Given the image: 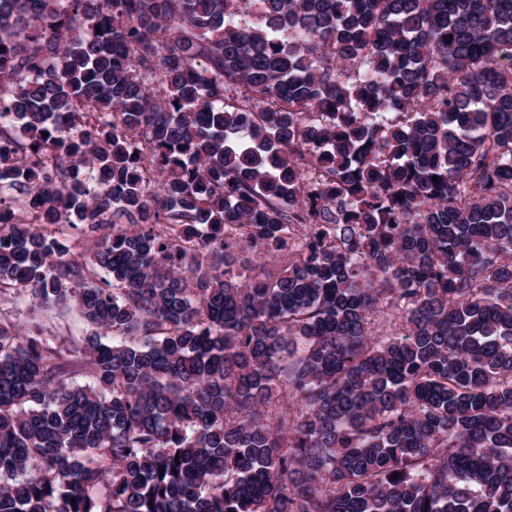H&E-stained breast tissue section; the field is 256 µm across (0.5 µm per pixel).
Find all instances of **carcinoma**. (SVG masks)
<instances>
[{
    "label": "carcinoma",
    "mask_w": 512,
    "mask_h": 512,
    "mask_svg": "<svg viewBox=\"0 0 512 512\" xmlns=\"http://www.w3.org/2000/svg\"><path fill=\"white\" fill-rule=\"evenodd\" d=\"M3 114L0 512H512V0H0ZM15 321L19 324L22 334L37 324L42 327L46 336H51L55 341L64 344L80 342L89 331L86 322L73 309H54L31 315L24 308V312L18 315Z\"/></svg>",
    "instance_id": "1"
}]
</instances>
